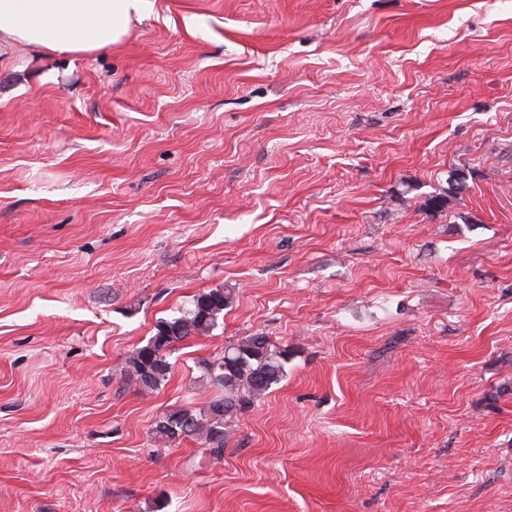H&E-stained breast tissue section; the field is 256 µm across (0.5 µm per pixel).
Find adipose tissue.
I'll list each match as a JSON object with an SVG mask.
<instances>
[{"label":"adipose tissue","instance_id":"adipose-tissue-1","mask_svg":"<svg viewBox=\"0 0 512 512\" xmlns=\"http://www.w3.org/2000/svg\"><path fill=\"white\" fill-rule=\"evenodd\" d=\"M146 0H0V39L59 52L105 51L125 36Z\"/></svg>","mask_w":512,"mask_h":512}]
</instances>
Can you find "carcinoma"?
Wrapping results in <instances>:
<instances>
[{
    "label": "carcinoma",
    "mask_w": 512,
    "mask_h": 512,
    "mask_svg": "<svg viewBox=\"0 0 512 512\" xmlns=\"http://www.w3.org/2000/svg\"><path fill=\"white\" fill-rule=\"evenodd\" d=\"M467 181V171L455 170L448 178V189L431 196L427 204L440 209L449 200L462 197ZM231 303L232 292L214 288L196 295L191 306L179 315L157 321L147 343L135 349L127 360L128 380L146 392L157 390L170 376L169 357L176 344L212 332ZM286 363L288 349L277 347L262 334L227 342L222 353L197 362L202 379L217 390V395L199 409L185 405L164 412L155 422V439L169 445L195 437L208 446L213 458H221L228 422L279 384Z\"/></svg>",
    "instance_id": "obj_1"
}]
</instances>
